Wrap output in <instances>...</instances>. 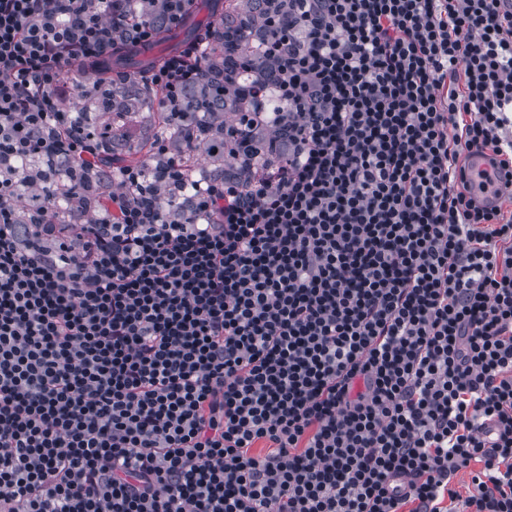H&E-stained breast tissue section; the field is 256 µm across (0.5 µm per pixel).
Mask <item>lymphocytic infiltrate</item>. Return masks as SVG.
<instances>
[{"label": "lymphocytic infiltrate", "instance_id": "1", "mask_svg": "<svg viewBox=\"0 0 512 512\" xmlns=\"http://www.w3.org/2000/svg\"><path fill=\"white\" fill-rule=\"evenodd\" d=\"M192 3L0 0V512H512V217L466 174L512 178V0H272L242 182L105 155L201 40L147 111L65 105ZM269 138L270 135L265 128L260 126L250 129L247 135L236 138L235 145L240 155V160L235 168L230 171L224 170V179L247 176L251 163L255 161V155H259V158L256 160L270 158L271 156L268 154Z\"/></svg>", "mask_w": 512, "mask_h": 512}]
</instances>
